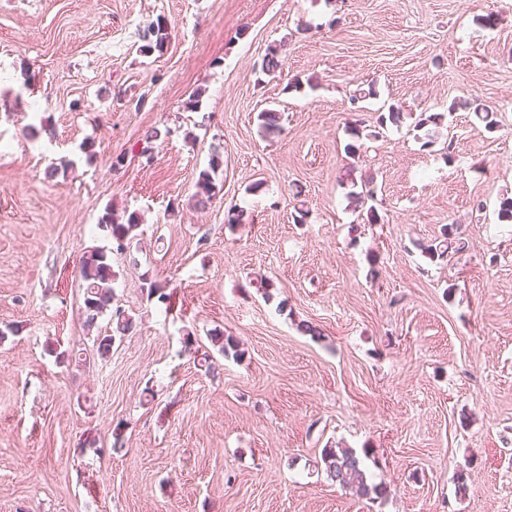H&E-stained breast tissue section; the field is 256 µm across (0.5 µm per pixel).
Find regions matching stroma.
Listing matches in <instances>:
<instances>
[{
	"mask_svg": "<svg viewBox=\"0 0 512 512\" xmlns=\"http://www.w3.org/2000/svg\"><path fill=\"white\" fill-rule=\"evenodd\" d=\"M160 16L169 46L142 55ZM463 97L498 130L449 112ZM391 103L406 119L379 130ZM423 112L448 115L431 147ZM354 119L373 133L355 159ZM216 154L220 191L194 207ZM369 177L377 224L347 198ZM505 193L512 0H0V327L20 329L0 342V512H512V224L476 209ZM108 210L141 226L112 256L136 329L103 360L78 260L111 251ZM447 224L468 248L429 260ZM215 328L240 351L207 371ZM326 448L385 495L333 483Z\"/></svg>",
	"mask_w": 512,
	"mask_h": 512,
	"instance_id": "1",
	"label": "stroma"
}]
</instances>
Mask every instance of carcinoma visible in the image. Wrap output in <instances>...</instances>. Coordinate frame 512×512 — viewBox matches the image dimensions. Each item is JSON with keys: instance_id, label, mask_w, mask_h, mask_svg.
<instances>
[{"instance_id": "carcinoma-1", "label": "carcinoma", "mask_w": 512, "mask_h": 512, "mask_svg": "<svg viewBox=\"0 0 512 512\" xmlns=\"http://www.w3.org/2000/svg\"><path fill=\"white\" fill-rule=\"evenodd\" d=\"M172 36L171 27L163 18L150 23L143 32V45L140 46V52L145 55H151L155 52H163L167 48ZM282 45H271L267 48L262 58L261 70L265 74H274L283 67ZM473 109L475 115L485 123V129L493 132L498 127V122L494 117V112L489 110L483 104H473L468 99H456L448 106V113H453L459 109ZM405 118L401 107L391 104L387 112L378 116V123L381 127L391 124L400 126ZM259 128L263 136L268 137L281 132V113L275 109H264L258 114ZM445 121L443 113H421L415 121V128L424 131L423 146L433 145L438 138L439 129ZM364 128L361 124L355 122L348 125V134L350 142L346 144V152L354 157L361 152L363 147L362 139ZM222 162L213 158L209 167L200 171L198 180L195 184L196 191L193 195L194 206L206 208V206L216 197V176ZM497 220L501 224H512V196L507 194L499 197L495 206ZM100 223L109 228L116 250L124 251L130 247L134 237L133 231L140 225V218L137 213L132 212L127 215L125 221L119 222L113 213L107 212L101 217ZM468 243L457 236V230L454 225L446 224L443 226L441 240H433L429 244L420 245V249L431 259H442L449 253L455 254L466 251ZM79 273L84 282V314L87 327L91 328L96 324L100 317L107 310L111 309L116 272L112 268V261L106 251L99 248H93L85 251L78 261ZM144 283L148 284V297L157 299L158 302L166 305L169 303L170 294L165 292V288L157 281L151 279L149 274H143ZM112 330L104 335H99L95 339V348L97 356L105 360L112 353V346L116 338L130 334L134 327V318L121 309L115 310L111 316ZM209 338L213 346L221 354L230 349L238 347V342L231 336L224 335V332L214 329L209 332ZM321 461L324 464V470L327 477L338 484L341 488L357 493L361 497H369L373 494L379 496L384 493L385 488L380 484L369 482L367 472L363 461L357 452L352 448H325L322 451Z\"/></svg>"}]
</instances>
